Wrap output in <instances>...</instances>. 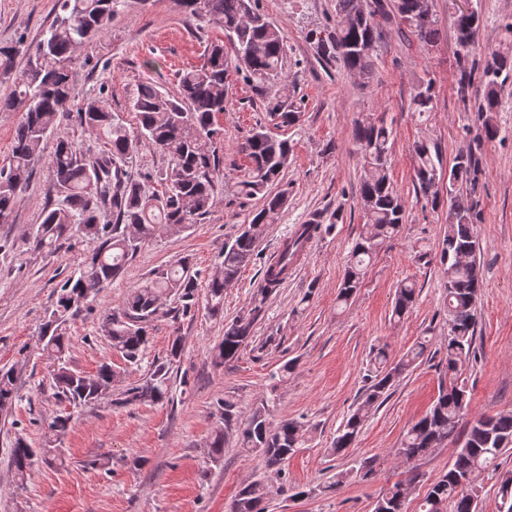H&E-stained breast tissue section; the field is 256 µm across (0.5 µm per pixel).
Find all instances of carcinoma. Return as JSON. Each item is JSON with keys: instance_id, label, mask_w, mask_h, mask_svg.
Listing matches in <instances>:
<instances>
[{"instance_id": "carcinoma-1", "label": "carcinoma", "mask_w": 512, "mask_h": 512, "mask_svg": "<svg viewBox=\"0 0 512 512\" xmlns=\"http://www.w3.org/2000/svg\"><path fill=\"white\" fill-rule=\"evenodd\" d=\"M59 12L51 26L34 44L22 41L0 44V82L10 83V92L0 96V110H21L14 147L7 164L0 167V221L10 217L18 192L29 181L35 162L43 156L44 144L60 117L69 111L73 100L71 61L75 49L99 36L123 12L128 0H58ZM185 19L192 25L218 24L224 29V43H212L205 50L201 66L182 72L178 90L169 94L152 84L137 88L132 108L137 118L131 132L122 118L100 100L83 104L76 119L87 132L107 137L109 147L90 157L78 143L59 138L49 156V191L58 202L45 206L41 223L26 236L35 251L51 249L74 233L95 243L92 252L77 271L57 291L56 301L39 326V341L54 361V395L78 409L103 398L121 372L103 364L93 375L70 366L67 353L70 338L67 325L96 299L104 285L116 280L145 243L161 235H176L202 223L214 207L222 161L217 155L223 129L217 117L228 102V77L235 70L260 89L273 90L284 80V39L280 29L256 7V0H180ZM395 18L421 42L439 41V18L433 0H394ZM384 0H336V24L308 32L318 55L328 65L342 64L348 71L367 76L372 71L373 53L379 37V18L385 16ZM459 78L457 92L466 96L476 61L469 60L475 50L479 16L471 11L455 18ZM26 57L23 69L15 70L17 56ZM512 71V58L492 54L485 59L482 76L486 93L478 108L487 139L499 129L493 122L500 94L497 78ZM435 91L430 81L421 82L412 105L418 113L435 110ZM271 120L281 126H295L302 112L288 98L274 93L267 102ZM353 139L361 151L363 175L360 199L367 231L354 241L338 302L348 304L360 288L366 270L380 249L402 229L405 201L390 178V156L394 132L384 120L359 123ZM164 155L168 165L161 176L162 190H150L130 179L121 162L142 141ZM292 147L286 140L270 137L263 129L253 130L240 144L237 153L245 156L247 167L237 182L238 194L261 196L262 207L241 232L224 243L221 261L208 279L204 296H199L198 280L190 261L182 257L174 263L151 270L143 283L131 289L117 308L105 311L102 331L112 348L121 353L127 365L139 364L145 355L149 327L160 317L186 316L204 301L211 318L224 317V290L237 281L251 261L260 237L268 226L278 222L287 206L288 190L273 191L283 180ZM416 192L432 205L441 204L434 177L443 173V160L437 145L421 141L415 145ZM478 164L470 155H459L448 169V225L439 254L448 312V342L438 362L448 385L441 386L430 410L405 433L397 455L410 464L429 454L448 440L462 435L448 470L428 488L418 512H478V494L462 484L461 478L488 469L498 470L497 460L512 448V412L481 415L465 420L469 408L467 390L461 377L465 367L478 359L474 339L477 330L476 304L483 288L477 255L480 246L474 232L479 214L473 203L457 194V188L474 187ZM114 221H104L106 214ZM341 219L314 214L299 225L282 244L279 253L263 266V277L251 307L224 323V336L214 349V362L221 365L237 358L253 343L254 326L265 312L270 296L288 278L304 255L305 243L328 233ZM417 296L412 282L401 283L395 292L392 315L401 319ZM174 299L177 309L164 308ZM433 341L422 336L401 355L391 357L386 347H378L371 358L367 385L360 401L339 427L331 452L338 455L349 448L372 411L388 398L389 391L410 368L423 360ZM183 354L182 339L175 336L162 360L152 362L148 373L122 388L112 399L118 407L170 401L173 374L179 370ZM17 370L0 368V412L12 408L18 399ZM214 415L224 428L211 436L209 448L215 461L224 456V440L235 430L239 447L262 458L263 469L245 484L230 503L228 512H267L270 494L268 477L282 476L284 465L297 448L306 442L304 424L284 419L270 421L267 404L250 409L240 418L237 403L231 398L216 401ZM37 450L17 436L12 444L11 467L19 481L30 474ZM373 467L336 473L335 481L325 486L337 491L355 477L367 480ZM418 475L407 470L403 481L393 484L377 498L373 512H407L408 486ZM499 512H512V471L500 472Z\"/></svg>"}]
</instances>
